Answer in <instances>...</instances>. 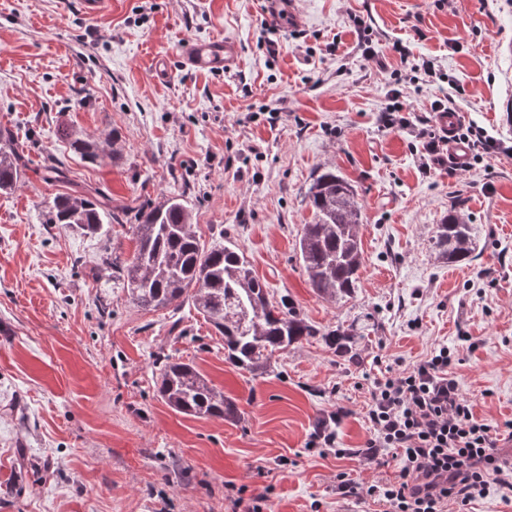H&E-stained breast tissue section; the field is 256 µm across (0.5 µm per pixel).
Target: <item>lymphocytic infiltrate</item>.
Returning a JSON list of instances; mask_svg holds the SVG:
<instances>
[{
    "label": "lymphocytic infiltrate",
    "instance_id": "lymphocytic-infiltrate-1",
    "mask_svg": "<svg viewBox=\"0 0 512 512\" xmlns=\"http://www.w3.org/2000/svg\"><path fill=\"white\" fill-rule=\"evenodd\" d=\"M453 362L443 345L425 361L369 384L371 436L364 453L395 462L398 473L361 492L386 512H466L492 484L512 499V461L495 451L499 437L512 439V421L478 420L450 371Z\"/></svg>",
    "mask_w": 512,
    "mask_h": 512
}]
</instances>
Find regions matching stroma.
Wrapping results in <instances>:
<instances>
[{"instance_id":"stroma-1","label":"stroma","mask_w":512,"mask_h":512,"mask_svg":"<svg viewBox=\"0 0 512 512\" xmlns=\"http://www.w3.org/2000/svg\"><path fill=\"white\" fill-rule=\"evenodd\" d=\"M297 8L300 24L274 30L261 0H109L94 18L79 0H0V130L27 162L0 193V512H384L336 491L341 472L362 485L396 473L358 455L367 386L443 344L476 417L512 420V153L425 168L422 140L382 120L393 90L417 114L447 97L460 124L512 143L497 109L512 96V56L498 50L512 0ZM212 38L238 44L239 66L184 70L183 43ZM425 63L435 76L395 86L393 71ZM67 130L112 142L118 159L82 158ZM51 164L64 179L43 180ZM328 168L355 185L362 220L358 286L336 300L311 288L295 250ZM63 193L100 194L114 213L183 196L202 245L234 243L272 300L320 329L362 326L358 362L315 336L265 373L233 366L191 302L139 308L103 271L106 253L133 255L128 224L99 236L46 223ZM454 208L480 229L467 265L433 250ZM163 356L192 364L237 418L171 408ZM335 411L336 448L311 447Z\"/></svg>"}]
</instances>
